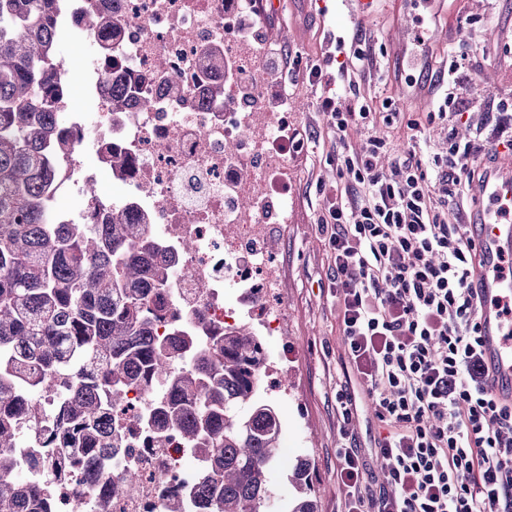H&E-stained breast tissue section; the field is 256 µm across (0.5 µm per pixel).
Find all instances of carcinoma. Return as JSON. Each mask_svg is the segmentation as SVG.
Masks as SVG:
<instances>
[{"instance_id": "obj_1", "label": "carcinoma", "mask_w": 512, "mask_h": 512, "mask_svg": "<svg viewBox=\"0 0 512 512\" xmlns=\"http://www.w3.org/2000/svg\"><path fill=\"white\" fill-rule=\"evenodd\" d=\"M57 0H0V512H48L39 492L15 476L20 464L15 416L35 410L17 384L36 389L53 372L72 370L74 397L49 447L71 463L122 451L105 420L126 393L148 389L155 377L170 384L155 407V447L169 435L206 462L197 494L208 512H319L314 465L300 458L286 479L294 498L278 503L271 474L280 467L275 408L257 402L263 389L264 348L248 324L224 326L203 341L171 331L153 304L169 281L171 260L125 208L110 224H48L52 174L43 144L57 142L62 116L50 109L56 76L46 61L56 52ZM207 66L231 78V61L204 50ZM138 101L154 107L149 91L112 74V115ZM188 362L174 370L173 358Z\"/></svg>"}]
</instances>
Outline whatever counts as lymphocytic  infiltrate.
Returning <instances> with one entry per match:
<instances>
[{
  "label": "lymphocytic infiltrate",
  "mask_w": 512,
  "mask_h": 512,
  "mask_svg": "<svg viewBox=\"0 0 512 512\" xmlns=\"http://www.w3.org/2000/svg\"><path fill=\"white\" fill-rule=\"evenodd\" d=\"M469 63H424L406 76L438 100L423 118L403 120L383 99L386 123L409 131L407 150L393 156L376 136L360 150L347 146L376 114L345 82L344 60L308 72L313 86L336 74L318 103L339 142L319 223L334 261L340 333L383 429L375 446L386 462L377 488L360 448H337L341 512H512V399L487 385L483 301L472 286L477 247L468 225L448 221L449 200L478 176L475 146L452 136L447 155L418 150L430 126L471 113L458 77Z\"/></svg>",
  "instance_id": "obj_1"
}]
</instances>
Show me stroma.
<instances>
[{
  "mask_svg": "<svg viewBox=\"0 0 512 512\" xmlns=\"http://www.w3.org/2000/svg\"><path fill=\"white\" fill-rule=\"evenodd\" d=\"M276 7L260 12L257 23L265 43L283 48L301 64L288 73L291 100L288 132L305 142L301 152L288 158L291 218L275 241L274 254L282 268L278 300L284 325L268 344V359L288 378L283 389L269 394L279 416L282 460L309 458L315 466L320 512H339L341 494L336 484V448L353 436L374 476H381L383 460L375 451L379 423L367 400L360 398L349 420L336 413V382L348 361L339 331L336 298L329 288L331 252L318 223L323 207L320 187L336 180L332 156L336 137L326 117L317 110L319 88L309 86L303 68L322 63L321 28L336 23L323 13L318 0H276ZM404 18L394 6L382 8L352 28L362 35L372 54L367 67L351 66L349 75L361 96L373 102L398 98L408 69L393 51V36ZM423 25L446 30L447 39L431 44L433 62L448 56L476 57L464 76V93L479 109L477 121L463 120L460 138L475 143L480 152L512 136V118L499 112V100L512 99V0H442Z\"/></svg>",
  "mask_w": 512,
  "mask_h": 512,
  "instance_id": "1",
  "label": "stroma"
}]
</instances>
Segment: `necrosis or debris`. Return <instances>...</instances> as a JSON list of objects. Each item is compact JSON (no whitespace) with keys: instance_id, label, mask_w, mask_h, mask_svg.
Returning a JSON list of instances; mask_svg holds the SVG:
<instances>
[{"instance_id":"4bbe7bcc","label":"necrosis or debris","mask_w":512,"mask_h":512,"mask_svg":"<svg viewBox=\"0 0 512 512\" xmlns=\"http://www.w3.org/2000/svg\"><path fill=\"white\" fill-rule=\"evenodd\" d=\"M249 0H122L124 20L120 40L88 33L86 12L111 15L112 0H82L79 12L59 25L63 37L87 44L90 63L84 74L94 110L72 111L69 92L53 99L64 116L62 131L71 149L48 146L45 157L53 171L52 198L81 190L94 175L87 152L107 161L113 152L128 154L131 164L119 179L124 203L137 218L147 213V229L162 255L174 256L176 274L153 297L173 328L193 336L245 319L259 335H278L282 311L274 299L279 285L276 259L266 244L277 227L287 223L288 141L280 132L287 114L268 112L257 89L242 92L227 84L219 99L208 98L201 76L210 44L225 50L242 78L259 69L261 49L242 37L236 27ZM149 85L156 99L153 110L131 109L113 115L112 74ZM174 78L188 90L182 102L168 99L161 81ZM234 153H226L227 144ZM250 199L251 215L243 217L242 199ZM112 219V194L100 190L86 197L82 208H51L54 224H106ZM193 249L181 251L183 242ZM189 269L182 277L181 269ZM72 386L53 374L33 397L36 416L17 422L20 445L15 454L27 484L52 501L51 512H94L106 478L129 469L141 474L139 488L114 497L116 512H168L171 497H179L183 512H207L195 496L204 461L179 439L167 447H152L142 425L168 384L158 381L148 391L132 393L123 410L112 416V429L127 450L99 461L95 474L61 466L55 449L45 447L44 429L54 426Z\"/></svg>"}]
</instances>
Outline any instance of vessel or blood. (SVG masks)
<instances>
[{"instance_id":"obj_1","label":"vessel or blood","mask_w":512,"mask_h":512,"mask_svg":"<svg viewBox=\"0 0 512 512\" xmlns=\"http://www.w3.org/2000/svg\"><path fill=\"white\" fill-rule=\"evenodd\" d=\"M342 23L326 34V49L341 50L348 42V29L360 18L371 15L376 0H336ZM396 47L408 67H415L416 45L440 38L439 30L421 27L418 21L400 25ZM473 193L483 203L472 212L471 228L479 248L473 286L483 300L481 334L491 385L499 394H512V314L503 313L512 299V277L500 274L512 262V161L495 159L485 180L474 184Z\"/></svg>"}]
</instances>
